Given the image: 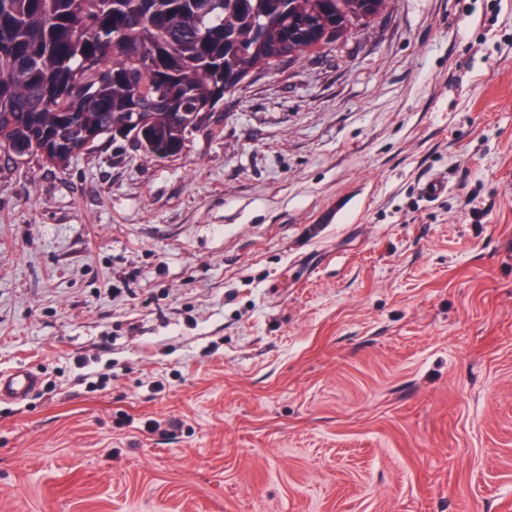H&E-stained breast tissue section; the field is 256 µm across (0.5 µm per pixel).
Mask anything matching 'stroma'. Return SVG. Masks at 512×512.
Instances as JSON below:
<instances>
[{
	"instance_id": "1",
	"label": "stroma",
	"mask_w": 512,
	"mask_h": 512,
	"mask_svg": "<svg viewBox=\"0 0 512 512\" xmlns=\"http://www.w3.org/2000/svg\"><path fill=\"white\" fill-rule=\"evenodd\" d=\"M15 367L0 512H512V0H393L173 157L0 152ZM39 385V378L31 371L15 369L0 373V402L21 401Z\"/></svg>"
}]
</instances>
